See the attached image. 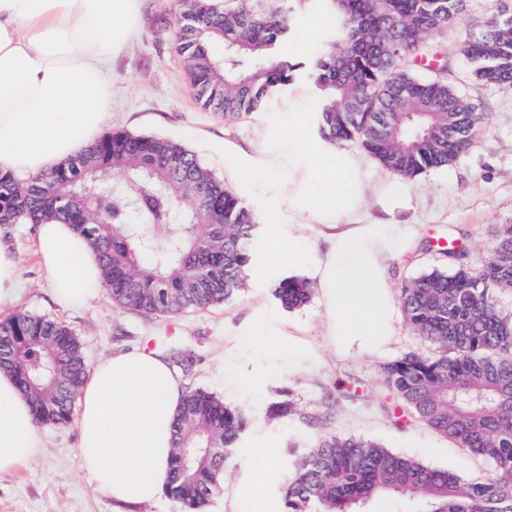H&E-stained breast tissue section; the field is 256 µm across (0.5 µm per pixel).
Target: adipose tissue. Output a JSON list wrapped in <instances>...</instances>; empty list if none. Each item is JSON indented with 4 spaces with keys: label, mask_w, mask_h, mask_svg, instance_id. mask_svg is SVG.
Here are the masks:
<instances>
[{
    "label": "adipose tissue",
    "mask_w": 512,
    "mask_h": 512,
    "mask_svg": "<svg viewBox=\"0 0 512 512\" xmlns=\"http://www.w3.org/2000/svg\"><path fill=\"white\" fill-rule=\"evenodd\" d=\"M141 0H0V173L27 179L82 152L112 118V59L136 37ZM311 112L288 115V132L254 127L251 150L228 144L226 177L274 182L283 221L269 227L248 267L306 269L324 310V329L342 351H375L395 333L387 269L407 246L410 180L372 177L363 156L317 134ZM36 252L58 304L84 305L103 286L101 262L71 225L37 227ZM184 383L170 362L143 348L118 349L89 372L77 396L79 448L88 478L116 506L135 512L164 489L173 417ZM27 398L0 371V473L41 448ZM281 477L254 451L235 498L247 512H273Z\"/></svg>",
    "instance_id": "1"
}]
</instances>
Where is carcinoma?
Returning <instances> with one entry per match:
<instances>
[{"mask_svg": "<svg viewBox=\"0 0 512 512\" xmlns=\"http://www.w3.org/2000/svg\"><path fill=\"white\" fill-rule=\"evenodd\" d=\"M332 28L345 32L314 54L307 71L319 132L357 139L391 174L414 178L448 166L470 148L483 120L448 82L437 34L466 0H335ZM290 14L260 0H183L175 47L201 106L238 120L303 65L282 47ZM475 79L512 84V11L460 49ZM426 61L428 76L412 63ZM111 208L96 191L112 174ZM55 220L73 225L99 254L112 301L169 314L231 301L246 285L258 216L191 150L156 136L116 130L48 172L20 181L0 174V224ZM450 270L434 268L401 288L405 321L436 353L383 366L386 412L421 423L483 457L472 480L358 436L325 434L291 470L282 512H371L396 497L403 512H512V316L492 288H512V225L481 272L453 243L438 245ZM272 296L285 310L310 301L298 277ZM0 369L15 377L36 425H64L87 366L66 325L17 313L0 321ZM243 410L202 388L186 389L177 412L165 493L200 512L221 491L224 465L246 428Z\"/></svg>", "mask_w": 512, "mask_h": 512, "instance_id": "carcinoma-1", "label": "carcinoma"}]
</instances>
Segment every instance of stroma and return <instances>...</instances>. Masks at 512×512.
Wrapping results in <instances>:
<instances>
[{
	"label": "stroma",
	"instance_id": "obj_1",
	"mask_svg": "<svg viewBox=\"0 0 512 512\" xmlns=\"http://www.w3.org/2000/svg\"><path fill=\"white\" fill-rule=\"evenodd\" d=\"M502 6L501 0H469L466 11L440 43L458 92L482 113L474 146L454 163L415 177L414 219L417 236L436 241L458 238L465 265L482 270L499 229L512 225V86L488 87L476 81L460 47ZM181 0H143L136 42L112 63L110 129L163 137L193 151L216 176L224 177V143L248 145L257 120L286 125L292 112L315 109L304 77L274 92L257 117L228 122L203 109L191 87L186 66L173 49ZM36 227L15 224L8 240L20 261L25 287L13 303L0 307V320L25 312L45 315L79 337L87 364L115 349L144 346L163 352L177 349L194 364L187 384L223 397L243 409L248 424L223 486L231 488L241 460L255 445L268 448L281 468H288L313 448L327 430L360 435L425 463L483 477L487 462L457 447L422 424L396 427L384 411L381 368L405 354H433V345L398 320L389 344L380 352H331L323 334L318 300L284 310L271 295L284 271L262 281H247L233 300L176 314H147L113 303L100 291L80 310H65L52 299L34 252ZM296 327V337L316 350L320 363L311 370L295 367L287 343L270 347L277 329ZM293 414L276 413L284 400ZM44 442L29 463L0 474V512H112V502L98 492L80 466L76 423L41 427Z\"/></svg>",
	"mask_w": 512,
	"mask_h": 512
}]
</instances>
